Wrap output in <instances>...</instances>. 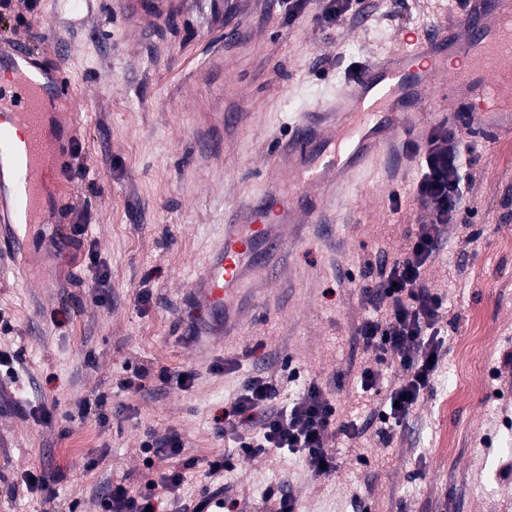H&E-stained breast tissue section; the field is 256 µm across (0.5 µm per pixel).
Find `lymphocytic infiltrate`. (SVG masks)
Here are the masks:
<instances>
[{"mask_svg": "<svg viewBox=\"0 0 512 512\" xmlns=\"http://www.w3.org/2000/svg\"><path fill=\"white\" fill-rule=\"evenodd\" d=\"M405 148L418 155L421 166L413 199L432 219L420 225L402 255L369 275L363 291L374 311L357 330L359 342L375 350L379 361L397 377L396 384L383 391L378 372L366 367L359 374L362 393L377 398L369 409L370 420L389 427L409 419L435 379L444 348L445 307L424 272L443 234L458 219L470 183L460 159L463 153L475 151L455 130L444 127L432 132L425 148L411 141ZM224 426L231 447L206 462L208 477L216 480L223 478L235 457L284 451L302 454L313 471L329 474L335 472L336 463L328 438L339 434L351 439L360 433L356 421L337 420L335 405L318 383H308L290 396L282 383L258 373L244 380L225 407ZM143 451L165 462V469L135 492L125 482L108 483L98 496L99 512H166L177 502L186 470L196 465L194 458L185 456L182 438L173 431L151 432Z\"/></svg>", "mask_w": 512, "mask_h": 512, "instance_id": "lymphocytic-infiltrate-1", "label": "lymphocytic infiltrate"}]
</instances>
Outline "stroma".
I'll return each instance as SVG.
<instances>
[{
	"label": "stroma",
	"mask_w": 512,
	"mask_h": 512,
	"mask_svg": "<svg viewBox=\"0 0 512 512\" xmlns=\"http://www.w3.org/2000/svg\"><path fill=\"white\" fill-rule=\"evenodd\" d=\"M122 0H12L6 31L37 48L43 68L71 90V137L81 152L53 183L21 249L0 253V353L14 357L11 395L52 414L50 424L0 411V512H96L100 488L150 476L147 431L178 432L195 458L181 489L199 499L212 484L205 459L228 442L224 407L254 373L300 371L295 393L318 382L339 420L365 422L356 375L377 367L355 330L368 316V265L402 254L428 211L406 204L421 175L418 157L381 153L356 179L343 210L290 245L279 274L255 294L238 329L208 348L194 340L203 317L191 285L220 244L234 207L258 196L279 145L303 116L408 30L448 22L452 0H364L340 26L318 20L321 0L287 18L273 0H175L171 14L130 22ZM236 40H228L230 31ZM210 67L209 80L192 77ZM233 87L241 124L219 152L199 138L219 123L217 99ZM451 128L479 160L458 223L443 236L426 278L447 304L445 354L432 390L388 439L366 424L332 438L337 469L315 475L287 452L238 458L224 492L242 512H263L274 488L297 512H512V131L468 124L467 113L431 112L412 140ZM402 205H395V198ZM85 217L82 242L71 226ZM95 245L109 272L97 287L84 260ZM148 301H141V294ZM479 335L478 390L449 402L457 348ZM190 370V387L140 392L124 383L139 366ZM112 404L100 426L99 396ZM104 454L96 469L87 457ZM56 471L57 498L21 487L24 471Z\"/></svg>",
	"instance_id": "1"
}]
</instances>
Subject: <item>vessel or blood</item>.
Here are the masks:
<instances>
[{
	"label": "vessel or blood",
	"mask_w": 512,
	"mask_h": 512,
	"mask_svg": "<svg viewBox=\"0 0 512 512\" xmlns=\"http://www.w3.org/2000/svg\"><path fill=\"white\" fill-rule=\"evenodd\" d=\"M170 0H125L126 14H166ZM31 46L0 36V67L34 59ZM448 79V99L466 104L469 121L492 127L494 113L512 112V0H465L448 24L407 33L400 48L377 58L339 90L333 102L311 111L279 147L274 164L303 173L309 202L287 194L271 178L260 199L234 210L221 246L204 261L191 293L211 315L204 332L219 339L235 328L226 307L229 294L254 286L255 265L274 246L287 247L308 224H322L344 204L355 176L398 135L436 105L435 82ZM71 93L56 71L42 78L18 74L0 85V222L21 247L34 224L51 173L70 142L56 126L53 99Z\"/></svg>",
	"instance_id": "vessel-or-blood-1"
}]
</instances>
